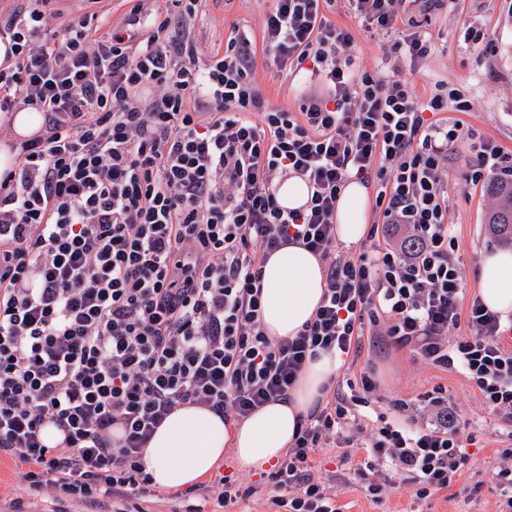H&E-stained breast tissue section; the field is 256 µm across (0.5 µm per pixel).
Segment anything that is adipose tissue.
Returning <instances> with one entry per match:
<instances>
[{
    "label": "adipose tissue",
    "mask_w": 512,
    "mask_h": 512,
    "mask_svg": "<svg viewBox=\"0 0 512 512\" xmlns=\"http://www.w3.org/2000/svg\"><path fill=\"white\" fill-rule=\"evenodd\" d=\"M43 128V116L31 109L0 115V171L13 167V140ZM367 192L350 183L336 210V234L348 244L366 231ZM263 308L266 330L289 337L314 314L325 287L321 260L299 245L271 254L263 265ZM478 294L501 317L512 314V250H492L482 258ZM335 355L324 354L301 372L288 402H272L245 421L230 426L212 412L196 406L174 411L156 431L144 451L148 472L157 486L183 488L210 473L225 453L244 469H261L280 461L292 443L300 413L321 398L326 381L336 372Z\"/></svg>",
    "instance_id": "adipose-tissue-1"
}]
</instances>
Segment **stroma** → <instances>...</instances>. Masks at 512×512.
I'll return each mask as SVG.
<instances>
[{"label":"stroma","mask_w":512,"mask_h":512,"mask_svg":"<svg viewBox=\"0 0 512 512\" xmlns=\"http://www.w3.org/2000/svg\"><path fill=\"white\" fill-rule=\"evenodd\" d=\"M269 8L267 0H203L190 33L200 58L223 51L232 25L250 30L256 58V81L275 107L297 109L300 93L310 88L313 78L283 76L266 63L262 45V24ZM129 6L126 0H77L76 14L96 13L91 36L99 38L111 25L121 24ZM410 15L423 22L433 34L432 54L417 66H409L391 52L394 33L369 31L349 13L345 0H337L330 19L347 27L354 40L351 55L361 69L379 73L385 80L408 79L419 99H428L436 84L445 83L467 91L471 108L461 113L466 126L496 140L512 153V0H451L447 7L423 15L411 6ZM494 31L496 47L486 53L465 38L467 27ZM466 151H459L448 167V222L458 243L462 260L465 298L478 293L477 280L483 255L499 249V241L488 233L486 219L494 200L486 186L473 187L463 181ZM376 367L381 387L373 395L364 414L388 419L399 417L400 404H423L427 393L445 389L460 415L463 434H474L478 444L470 448L469 461L453 486L427 498H415L410 489L399 487L381 501H374L353 472L363 460L362 452L350 447L321 448L313 453L311 465L317 476L328 479L342 512H498L499 490L494 473L502 446L499 422L483 405L478 391L464 375L428 365L408 350L379 352L370 336H363L353 362L337 369L335 383ZM23 467L9 458H0V512H96L95 507L78 501L58 504L54 498L31 491L21 481ZM218 491L207 488L173 499L168 494L147 500V512H184L195 505L202 512H271L264 496L255 494L221 507Z\"/></svg>","instance_id":"35a3bbf8"}]
</instances>
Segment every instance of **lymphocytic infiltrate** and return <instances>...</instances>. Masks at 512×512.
I'll use <instances>...</instances> for the list:
<instances>
[{
	"label": "lymphocytic infiltrate",
	"mask_w": 512,
	"mask_h": 512,
	"mask_svg": "<svg viewBox=\"0 0 512 512\" xmlns=\"http://www.w3.org/2000/svg\"><path fill=\"white\" fill-rule=\"evenodd\" d=\"M369 29L393 31L410 60L431 34L403 21L406 0H347ZM54 0L20 5L0 24V112L43 115L0 173V456L24 465L38 493L112 512H145L158 492L144 449L175 410L193 405L240 422L288 401L321 354L358 350L364 333L463 374L500 421L499 512H512V348L497 313L464 299L445 176L469 142L465 183L512 176V154L465 127V91L438 84L419 102L408 84L356 68L333 0H272L265 56L278 72L310 71L320 88L297 110L270 106L246 31L199 60L188 31L202 0H132L97 41L84 16ZM311 190L282 207L278 182ZM371 187L382 217L371 250L336 253V207L350 181ZM300 245L325 266L312 318L268 336L262 266ZM467 324L469 333L452 336ZM431 420L357 419L331 395L299 417L293 444L263 486L277 512H339L313 452L356 444L373 499L396 485L415 498L450 488L474 436L447 397ZM61 434L53 445L46 427Z\"/></svg>",
	"instance_id": "1"
}]
</instances>
